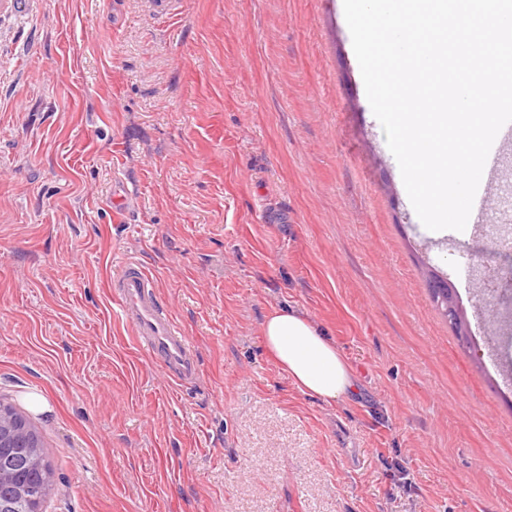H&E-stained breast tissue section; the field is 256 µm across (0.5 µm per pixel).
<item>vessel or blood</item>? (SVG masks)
<instances>
[{
    "instance_id": "b4317fda",
    "label": "vessel or blood",
    "mask_w": 512,
    "mask_h": 512,
    "mask_svg": "<svg viewBox=\"0 0 512 512\" xmlns=\"http://www.w3.org/2000/svg\"><path fill=\"white\" fill-rule=\"evenodd\" d=\"M512 148V124H506L493 160L484 167L482 209H490L496 195L493 176ZM112 295L122 318L130 324L142 350L170 372L175 381H193L199 372L196 350L165 307L155 278L139 262L129 260L111 282Z\"/></svg>"
}]
</instances>
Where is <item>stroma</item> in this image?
Segmentation results:
<instances>
[{
	"label": "stroma",
	"instance_id": "obj_1",
	"mask_svg": "<svg viewBox=\"0 0 512 512\" xmlns=\"http://www.w3.org/2000/svg\"><path fill=\"white\" fill-rule=\"evenodd\" d=\"M480 222L440 236L410 208L342 0H0V401L43 438L45 512H512V291L478 301L512 283L487 230L512 216ZM130 258L192 382L113 304ZM288 305L356 394L268 355ZM111 288L119 312L142 350L176 382L193 381L199 372L195 347L165 307L151 273L141 263L128 260L112 278ZM427 276H428L427 280H428V285H429V290L431 293L432 300L436 304L437 308L441 311L442 315H443L442 310L444 309V303L442 302L441 305L439 306V301L441 300V297L445 295V293H446L447 299H448V289H453L454 295L456 297L455 298L453 296L454 303L457 308L461 309V307L459 305L458 295L455 291V288H448V279H444L442 276L438 275L433 270H429ZM266 351L301 390L325 402L356 389L355 373L342 350L310 315L297 307L272 309L260 326Z\"/></svg>",
	"mask_w": 512,
	"mask_h": 512
}]
</instances>
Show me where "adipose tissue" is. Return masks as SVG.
I'll use <instances>...</instances> for the list:
<instances>
[{
	"mask_svg": "<svg viewBox=\"0 0 512 512\" xmlns=\"http://www.w3.org/2000/svg\"><path fill=\"white\" fill-rule=\"evenodd\" d=\"M260 336L299 389L326 402L355 391L357 379L344 353L306 311L292 306L272 309Z\"/></svg>",
	"mask_w": 512,
	"mask_h": 512,
	"instance_id": "obj_1",
	"label": "adipose tissue"
}]
</instances>
